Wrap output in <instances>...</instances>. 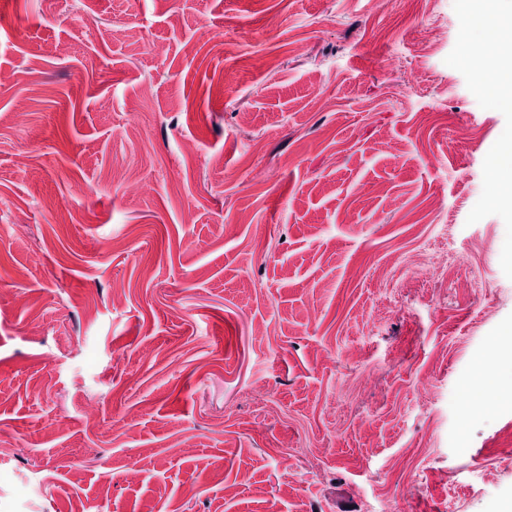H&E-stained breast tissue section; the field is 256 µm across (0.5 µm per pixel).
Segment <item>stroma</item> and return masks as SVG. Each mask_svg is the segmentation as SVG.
<instances>
[{
  "mask_svg": "<svg viewBox=\"0 0 512 512\" xmlns=\"http://www.w3.org/2000/svg\"><path fill=\"white\" fill-rule=\"evenodd\" d=\"M484 7L0 0V512L512 504Z\"/></svg>",
  "mask_w": 512,
  "mask_h": 512,
  "instance_id": "obj_1",
  "label": "stroma"
}]
</instances>
